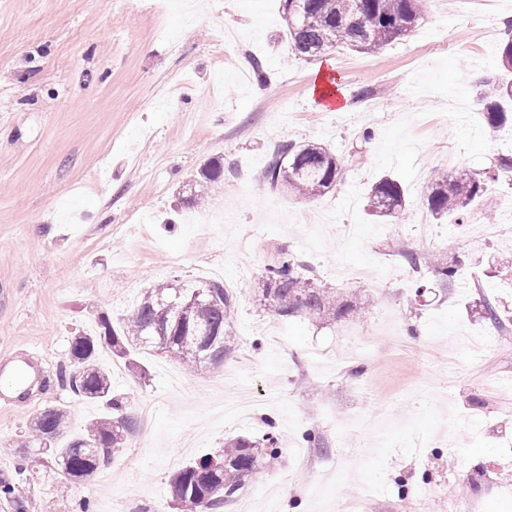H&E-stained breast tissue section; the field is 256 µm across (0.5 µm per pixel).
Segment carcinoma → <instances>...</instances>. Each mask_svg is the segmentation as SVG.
I'll use <instances>...</instances> for the list:
<instances>
[{
	"label": "carcinoma",
	"mask_w": 512,
	"mask_h": 512,
	"mask_svg": "<svg viewBox=\"0 0 512 512\" xmlns=\"http://www.w3.org/2000/svg\"><path fill=\"white\" fill-rule=\"evenodd\" d=\"M424 0H283L286 35L292 53L311 59L337 48L361 53L373 52L408 36L422 17ZM501 64L512 73V24L501 43ZM488 128L497 131L512 126V78L497 81L481 100ZM341 162L320 144H282L267 162L263 180L301 198L315 199L328 193L341 178ZM512 172V156H501L491 170L450 173L434 180L425 192V206L435 220L455 217L464 223L463 210L482 197L490 181ZM224 178V163L211 161L200 169L194 183L211 187ZM369 207L377 217L394 224L404 218L406 201L400 183L388 176L370 190ZM441 286L446 288L456 273V265H432ZM262 296L266 306L283 318L305 311L320 318L338 320L354 312L340 292L322 287L306 276L302 264L286 254L264 268ZM236 298L220 282H204L198 288H183L167 281L146 289L138 304L119 326L109 318L100 320L97 336H75L69 343V366L56 373L82 400L104 402L115 416L90 423L84 433L58 447L67 429V411L46 407L36 414L23 452L26 465L15 474L0 473V500L12 512H31V503L20 484L32 470L38 453L52 455L63 479L83 480L111 464L114 450L128 443L135 422L124 402L112 394L111 374L96 361L100 343L117 356L131 349L162 350L177 363L195 371L224 364L237 343L233 315ZM278 464L276 439L268 433L263 442L237 437L224 444V451L179 469L171 479L173 501L183 512H223L234 501L246 481Z\"/></svg>",
	"instance_id": "obj_1"
}]
</instances>
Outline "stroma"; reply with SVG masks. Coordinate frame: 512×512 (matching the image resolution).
<instances>
[{
  "mask_svg": "<svg viewBox=\"0 0 512 512\" xmlns=\"http://www.w3.org/2000/svg\"><path fill=\"white\" fill-rule=\"evenodd\" d=\"M187 17L170 0H0V358L30 346L50 373L67 366L69 342L119 321L152 285L201 282L204 266L237 286L238 341L223 366L193 373L146 350L127 357L101 347L112 390L136 417V432L112 459V483L96 478L62 488L52 459L22 484L36 512H181L169 493L178 467L220 454L225 442L263 437L277 423V472L254 476L234 512H329L363 486V512H512L498 486L512 484V288L492 269L512 263V235L497 200L512 180L491 183L467 208L490 233L428 220L427 186L448 170L481 171L512 154V126L487 134L482 112L449 110L476 101L501 74L500 45L485 63L482 27L512 19V0L462 14L428 0L407 37L373 53L339 48L305 60L284 36L282 0H198ZM233 53L260 60L266 78L238 83L224 71ZM332 83L343 103L321 99ZM286 140L321 144L340 158V182L306 202L260 187L264 166ZM224 178L196 208H177L182 185L208 160ZM396 176L408 207L398 224L373 217L366 195ZM461 264L449 289L433 275L415 282L400 245ZM318 283L347 293L348 319L309 315L278 321L259 302L264 268L283 253ZM504 322L490 327L483 301ZM276 320V319H275ZM362 335L371 357L312 348ZM482 342L483 354L448 361L449 345ZM255 392L250 419L220 403L243 385ZM69 413V434L104 417L105 404L79 400L51 383L29 402L0 407V472L19 463L14 448L45 406ZM149 422H142V412ZM314 431L322 447H306ZM195 446L181 453L185 438ZM304 450L306 466H296Z\"/></svg>",
  "mask_w": 512,
  "mask_h": 512,
  "instance_id": "stroma-1",
  "label": "stroma"
}]
</instances>
